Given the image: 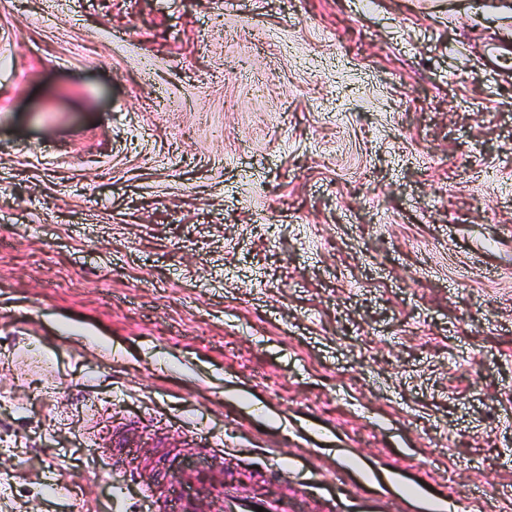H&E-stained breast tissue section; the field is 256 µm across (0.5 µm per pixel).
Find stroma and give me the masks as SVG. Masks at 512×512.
Segmentation results:
<instances>
[{
  "mask_svg": "<svg viewBox=\"0 0 512 512\" xmlns=\"http://www.w3.org/2000/svg\"><path fill=\"white\" fill-rule=\"evenodd\" d=\"M512 0H0V512L212 465L288 512H512ZM66 273L74 288L58 287Z\"/></svg>",
  "mask_w": 512,
  "mask_h": 512,
  "instance_id": "1",
  "label": "stroma"
}]
</instances>
